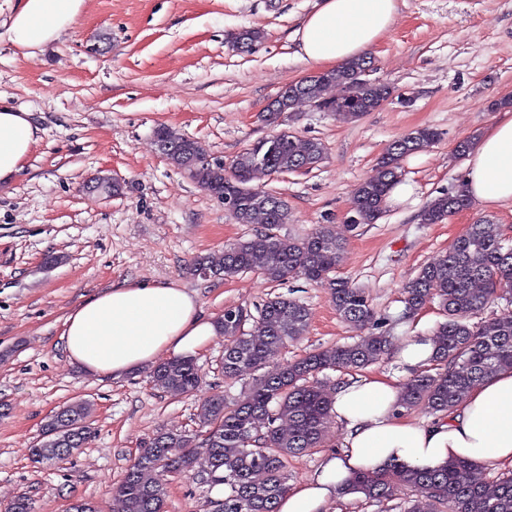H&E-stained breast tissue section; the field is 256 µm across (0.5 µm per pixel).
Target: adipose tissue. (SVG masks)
I'll list each match as a JSON object with an SVG mask.
<instances>
[{
    "instance_id": "1",
    "label": "adipose tissue",
    "mask_w": 512,
    "mask_h": 512,
    "mask_svg": "<svg viewBox=\"0 0 512 512\" xmlns=\"http://www.w3.org/2000/svg\"><path fill=\"white\" fill-rule=\"evenodd\" d=\"M84 0H20L6 33L18 48L35 53L71 28ZM400 0H321L293 34L297 55L309 66L331 69L362 56L390 31ZM37 141L27 112L0 106V184H9ZM465 187L472 200L512 206V110L499 113L466 157ZM215 319L196 295L172 283H118L73 309L61 338L69 360L88 374L120 379L158 358L193 357L215 339ZM390 355L392 376L340 380L332 415L345 432L340 450L323 453L308 479L288 489L278 512H328L363 471L399 464L436 470L464 459L475 468L512 465V368L474 387L448 416L418 423L402 416L404 380L428 368L430 334L400 337Z\"/></svg>"
}]
</instances>
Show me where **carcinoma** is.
Returning <instances> with one entry per match:
<instances>
[{
  "label": "carcinoma",
  "mask_w": 512,
  "mask_h": 512,
  "mask_svg": "<svg viewBox=\"0 0 512 512\" xmlns=\"http://www.w3.org/2000/svg\"><path fill=\"white\" fill-rule=\"evenodd\" d=\"M264 39V32L244 27L227 33L228 43L248 52ZM372 68L369 56L348 60L295 90L286 85L279 98L262 112L275 132L244 149L229 166L206 159L198 141L172 128L159 127L155 140L165 143L168 162L186 171L211 196L258 190V196L230 213L238 224L260 231L237 244L198 255L191 270L203 277L232 278L252 272L274 279L298 277L328 290L336 313L350 326L364 331L350 343L313 350L302 358L267 369L270 358L307 328L308 308L299 300L276 295L260 307L258 317L235 306L217 318L224 338L221 370L226 379L254 372L243 396L229 401L214 393L199 405V432L207 452H194L195 435L157 430L146 442L147 455L126 471L122 489L113 495L117 512H166V474H189L212 484H224L223 512H277L278 500L288 489V460L324 443L331 419L332 394L314 381L326 369L362 370L388 351L392 338L375 331L380 319L366 293L336 276L342 240L331 225H322L305 238L283 236L288 205L277 195L253 185L254 175H281L312 170L325 159L324 145L300 139L281 128L285 113L299 103H319L336 119L351 123L378 109L392 97V88L372 81L358 89L362 73ZM349 95L341 105L336 90ZM438 138L430 127L418 128L388 144L374 172L351 196L353 223L375 224L386 212V201L399 177L401 162L429 147ZM463 188L428 203L420 214L423 224H440L471 208ZM512 305V241L499 225L487 221L471 225L435 262L421 267L404 287L406 310L415 312L435 301L444 320L433 332V371H424L403 384L401 407H422L442 416L456 407L477 382L503 367H512V314L473 323L471 318L493 300ZM251 328H245L246 324ZM154 387L177 395H193L202 375L192 358L160 363L149 371ZM93 405L86 400L67 403L44 421L42 439L30 448L37 463L59 462L63 452H74L95 434ZM404 486L417 492L422 505L407 512H512V475L488 484L465 460H453L437 470H413L395 464L383 473L362 472L352 491L378 503Z\"/></svg>",
  "instance_id": "carcinoma-1"
}]
</instances>
